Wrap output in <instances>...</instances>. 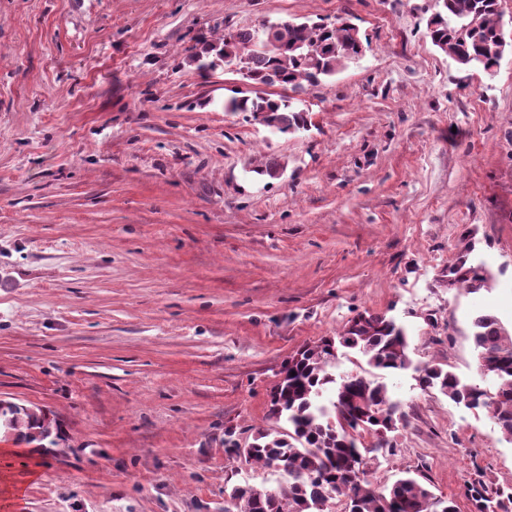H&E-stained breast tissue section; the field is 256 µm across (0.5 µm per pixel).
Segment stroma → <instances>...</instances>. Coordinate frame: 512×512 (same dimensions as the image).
I'll use <instances>...</instances> for the list:
<instances>
[{
	"mask_svg": "<svg viewBox=\"0 0 512 512\" xmlns=\"http://www.w3.org/2000/svg\"><path fill=\"white\" fill-rule=\"evenodd\" d=\"M430 0H0V400L56 420L51 451L0 441V512H224L274 470L224 452L276 429L297 349L363 311L414 365L493 389L471 321L512 327V56L464 69L426 36ZM349 14L368 46L279 133L226 99L282 94L190 63L260 21ZM284 165L280 178L254 174ZM465 258L489 277L448 281ZM408 416L366 456L457 512L512 493L485 412L386 379Z\"/></svg>",
	"mask_w": 512,
	"mask_h": 512,
	"instance_id": "35a3bbf8",
	"label": "stroma"
}]
</instances>
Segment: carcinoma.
<instances>
[{
  "label": "carcinoma",
  "instance_id": "cac0c4a2",
  "mask_svg": "<svg viewBox=\"0 0 512 512\" xmlns=\"http://www.w3.org/2000/svg\"><path fill=\"white\" fill-rule=\"evenodd\" d=\"M498 0H433L426 21V36L442 53L463 68H477L492 75L500 63L504 36ZM257 28H231L216 42L205 43L191 62L205 73L220 56L248 54L251 81L275 84L300 95L336 74L362 56L365 46L350 18L332 21L279 22L274 43L267 49H251ZM226 112H251L281 133L307 126L304 111L291 97L269 95L233 98ZM449 275L470 292L488 284L476 267H450ZM472 339L480 373L496 380L494 391L461 379L453 371L427 363L415 367L419 386L436 389L467 409H484L500 431L512 438V330L492 315L472 321ZM404 328L394 319L365 311L335 336L299 349L289 357L280 381L271 392L270 415L286 425L282 431H262L242 448L232 433L224 439L228 457L242 458L285 476L274 490L236 486L224 512H332L336 501L343 512H457L453 500H442L418 478L405 474L391 486L379 489L364 480L366 456L363 435L375 438L369 451L388 447L382 436L407 423L387 394L385 383L360 373L336 378L340 354L356 352L375 370L396 373L412 366ZM57 426L40 408L11 401L0 404V436L33 443L52 439ZM467 494L480 502V512H495L486 488L467 486Z\"/></svg>",
  "mask_w": 512,
  "mask_h": 512
}]
</instances>
